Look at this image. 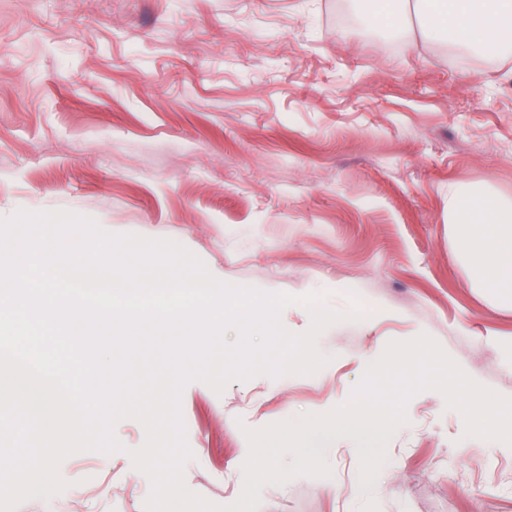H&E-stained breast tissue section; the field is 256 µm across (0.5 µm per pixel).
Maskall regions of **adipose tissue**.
<instances>
[{
    "instance_id": "adipose-tissue-1",
    "label": "adipose tissue",
    "mask_w": 512,
    "mask_h": 512,
    "mask_svg": "<svg viewBox=\"0 0 512 512\" xmlns=\"http://www.w3.org/2000/svg\"><path fill=\"white\" fill-rule=\"evenodd\" d=\"M424 36H443L456 54L512 57V0H403ZM450 244L471 285L512 308V204L462 185L448 188Z\"/></svg>"
}]
</instances>
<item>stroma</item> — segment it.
Here are the masks:
<instances>
[{"label":"stroma","instance_id":"obj_1","mask_svg":"<svg viewBox=\"0 0 512 512\" xmlns=\"http://www.w3.org/2000/svg\"><path fill=\"white\" fill-rule=\"evenodd\" d=\"M375 3L0 0V218L68 212L172 241L228 284L364 304L317 335L316 373L185 385L183 480L216 505L242 493L247 431L348 403L389 343L429 336L512 399V310L471 288L448 229L449 186L512 203V59L365 31ZM406 416L371 496L340 440L335 493L298 475L259 512H512V445L467 435L435 389ZM115 429L121 450L66 456L77 483L17 512H146V428Z\"/></svg>","mask_w":512,"mask_h":512}]
</instances>
